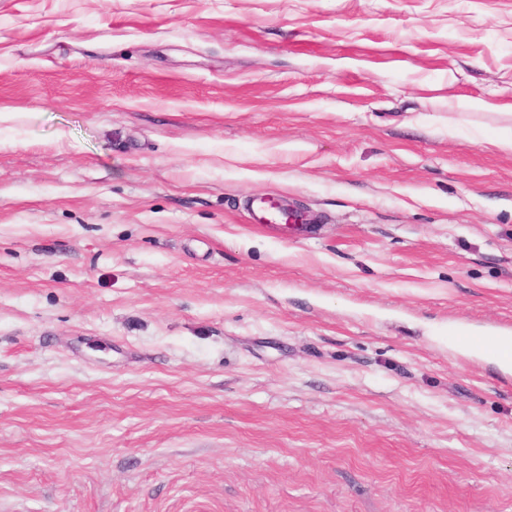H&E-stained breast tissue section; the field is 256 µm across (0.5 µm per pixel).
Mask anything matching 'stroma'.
Listing matches in <instances>:
<instances>
[{
    "instance_id": "35a3bbf8",
    "label": "stroma",
    "mask_w": 512,
    "mask_h": 512,
    "mask_svg": "<svg viewBox=\"0 0 512 512\" xmlns=\"http://www.w3.org/2000/svg\"><path fill=\"white\" fill-rule=\"evenodd\" d=\"M1 112L0 512H512V0H0ZM250 215L255 224L288 223V210L276 206L273 200L264 196L253 198Z\"/></svg>"
}]
</instances>
